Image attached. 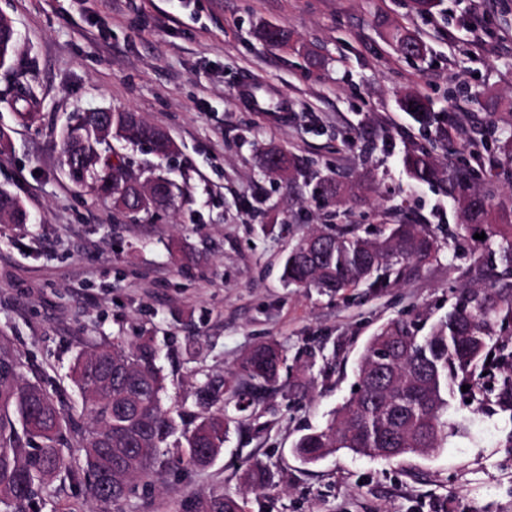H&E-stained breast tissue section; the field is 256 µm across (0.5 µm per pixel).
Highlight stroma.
<instances>
[{"instance_id": "obj_1", "label": "stroma", "mask_w": 512, "mask_h": 512, "mask_svg": "<svg viewBox=\"0 0 512 512\" xmlns=\"http://www.w3.org/2000/svg\"><path fill=\"white\" fill-rule=\"evenodd\" d=\"M0 15L20 37L12 67L0 69V188L32 216L0 224V348L18 357L23 379L81 415L75 355L101 340L150 336L166 406L189 409L201 375L235 370L262 341L286 352L278 385L210 468H162L122 512H192L244 492L254 458L271 465L275 482L247 494L248 512H512L504 413L478 416L479 443L455 438L396 463L339 452L306 465L291 452L350 396L358 356L381 324L447 313L467 260L441 249L436 262L371 294L330 296L281 278L293 246L325 224L373 232L407 219L447 240L459 214L438 185L410 178L408 151L474 167L477 187L512 196V184L488 183L472 155L486 140L485 100L512 101V0H443L430 17L406 0H0ZM266 25L287 27L291 43L265 45L257 32ZM394 25L426 44V59L397 52L387 36ZM312 53L323 61L316 71ZM252 83L290 111L254 108L238 93ZM407 93L432 99L446 121L423 129L399 106ZM98 107L140 113L168 133L178 149L170 161L129 142L114 147L142 180L161 173L182 187L174 209L133 222L72 181L61 133L74 112ZM444 130L452 149L438 141ZM261 147L359 190L323 207L312 186L259 169ZM37 509L105 507L63 472Z\"/></svg>"}]
</instances>
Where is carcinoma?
<instances>
[{"instance_id": "carcinoma-1", "label": "carcinoma", "mask_w": 512, "mask_h": 512, "mask_svg": "<svg viewBox=\"0 0 512 512\" xmlns=\"http://www.w3.org/2000/svg\"><path fill=\"white\" fill-rule=\"evenodd\" d=\"M260 34L271 46L289 42L283 27H265ZM389 37L401 55L426 57V46L404 28L393 26ZM16 44L11 21L1 16L0 68L12 64ZM400 106L425 129L438 120L427 98L406 94ZM112 137L149 143L163 159L174 152L168 134L136 112L112 111L111 131L103 134L94 113L79 111L62 138L63 156L81 159L77 183L132 220L172 207L183 192L161 174L151 180V202L137 205L145 185L130 160L112 149ZM273 158L271 174L303 171V164L278 149L263 151L262 165ZM488 161L494 176L512 180V128L492 139ZM405 165L415 181L441 184L457 203L461 223L452 239L467 244V272L475 282L454 293L448 313L429 330L420 318L402 315L370 336L357 362L358 389L336 406L325 427L300 436L291 448L306 464L339 451L385 461L431 455L448 447L450 438L472 437L473 417L491 403L509 413L512 423V204L472 186L470 168L444 169L428 152L408 155ZM344 193L333 178L317 186L326 205ZM17 204V197L1 189L0 219L23 223ZM477 233L486 238H474ZM439 252L438 236L424 224H388L375 237L361 235L355 224H337L302 239L285 260L283 278L288 286L330 294L359 286L382 290L403 277L409 264H429ZM157 355L149 336L127 346L103 342L80 351L71 376L87 414L75 417L39 383L23 381L13 354L0 352V512H29L67 466L65 448L73 441L83 450L75 476L104 504L128 500L134 480L162 464L209 467L223 452L231 425L278 383L286 361L275 341L254 346L236 371L198 380L197 411L187 414L164 405L165 375ZM464 385L469 386L471 416L450 418L451 400ZM274 477L258 460L244 471L251 490L271 485ZM199 512H246V495L212 496Z\"/></svg>"}]
</instances>
